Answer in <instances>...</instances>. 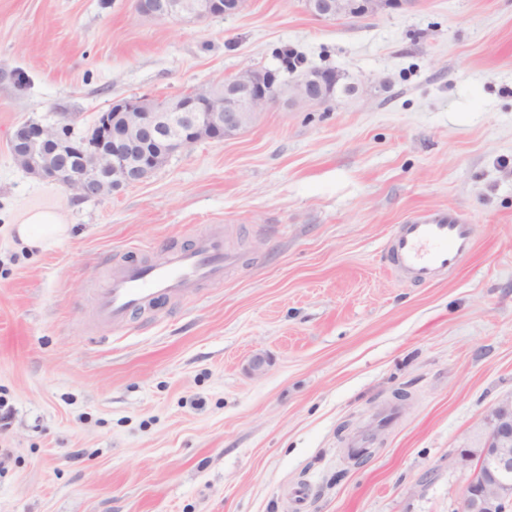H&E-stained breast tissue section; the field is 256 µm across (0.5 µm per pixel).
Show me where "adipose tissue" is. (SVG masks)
Instances as JSON below:
<instances>
[{
  "mask_svg": "<svg viewBox=\"0 0 512 512\" xmlns=\"http://www.w3.org/2000/svg\"><path fill=\"white\" fill-rule=\"evenodd\" d=\"M69 230L58 210L31 208L22 212L16 223L9 225L8 234L17 248L41 252L65 239Z\"/></svg>",
  "mask_w": 512,
  "mask_h": 512,
  "instance_id": "ef3b65f1",
  "label": "adipose tissue"
}]
</instances>
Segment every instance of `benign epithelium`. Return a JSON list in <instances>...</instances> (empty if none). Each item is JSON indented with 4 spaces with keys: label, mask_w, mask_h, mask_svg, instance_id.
<instances>
[{
    "label": "benign epithelium",
    "mask_w": 512,
    "mask_h": 512,
    "mask_svg": "<svg viewBox=\"0 0 512 512\" xmlns=\"http://www.w3.org/2000/svg\"><path fill=\"white\" fill-rule=\"evenodd\" d=\"M415 0H307L306 10L324 20L358 19L386 9H404ZM138 11L156 20L194 22L226 16L241 9L240 0H137ZM272 77L247 67L225 82L224 91L191 90L174 103H147V98L123 99L102 113L96 133L84 144L91 164L79 171L57 167L52 156H64L73 136L67 124L16 127L10 147L16 162L28 173L53 181L83 196H101L143 182L157 168V156L146 149L153 137L162 140L165 157L204 139H224L252 124L270 105L290 107L328 101L331 77L319 73L288 85L286 95L271 91ZM461 460L473 467L464 496V512H508L512 508V394L488 410L484 428Z\"/></svg>",
    "instance_id": "benign-epithelium-1"
}]
</instances>
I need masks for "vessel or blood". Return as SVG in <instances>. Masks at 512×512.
I'll return each instance as SVG.
<instances>
[{
	"label": "vessel or blood",
	"mask_w": 512,
	"mask_h": 512,
	"mask_svg": "<svg viewBox=\"0 0 512 512\" xmlns=\"http://www.w3.org/2000/svg\"><path fill=\"white\" fill-rule=\"evenodd\" d=\"M473 245L470 225L452 212L437 211L398 225L388 241L387 254L395 269L429 284L448 274ZM236 262L224 249L223 233L216 229L198 236L190 248L168 252L156 261L115 266L97 296L96 318L103 323H124L133 312L185 297L200 282L223 279Z\"/></svg>",
	"instance_id": "b4317fda"
}]
</instances>
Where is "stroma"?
Here are the masks:
<instances>
[{"mask_svg": "<svg viewBox=\"0 0 512 512\" xmlns=\"http://www.w3.org/2000/svg\"><path fill=\"white\" fill-rule=\"evenodd\" d=\"M287 52L358 92L274 104L105 197L11 155L23 122L82 137L115 101L279 71ZM29 207L60 211L68 238L18 249L6 227ZM442 210L474 249L413 284L386 242ZM214 226L239 257L223 282L96 325L114 263ZM511 393L512 0L328 21L245 0L201 23L136 0H0V512H294L300 489L305 512H463L458 451Z\"/></svg>", "mask_w": 512, "mask_h": 512, "instance_id": "1", "label": "stroma"}]
</instances>
